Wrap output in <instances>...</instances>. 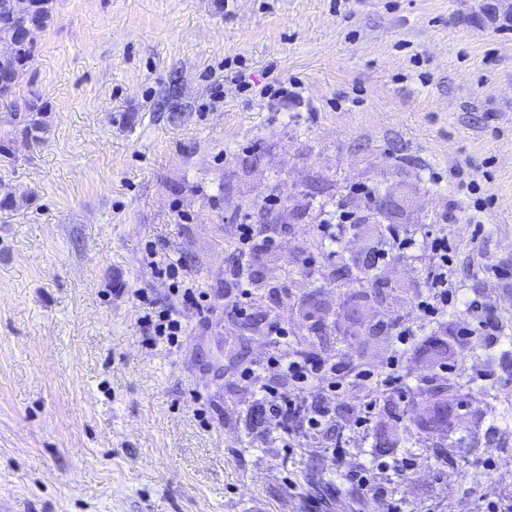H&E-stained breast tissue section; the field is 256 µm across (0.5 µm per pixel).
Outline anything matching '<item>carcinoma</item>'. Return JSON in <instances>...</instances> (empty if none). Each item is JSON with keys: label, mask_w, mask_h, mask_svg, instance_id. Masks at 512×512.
Masks as SVG:
<instances>
[{"label": "carcinoma", "mask_w": 512, "mask_h": 512, "mask_svg": "<svg viewBox=\"0 0 512 512\" xmlns=\"http://www.w3.org/2000/svg\"><path fill=\"white\" fill-rule=\"evenodd\" d=\"M56 0H27L25 18L27 26L21 37L16 36V30L0 27V40L14 41V52L9 56H0V75L5 74L11 80L0 82V97H7L19 77L22 66L30 56L39 35L46 29L52 20Z\"/></svg>", "instance_id": "1"}]
</instances>
